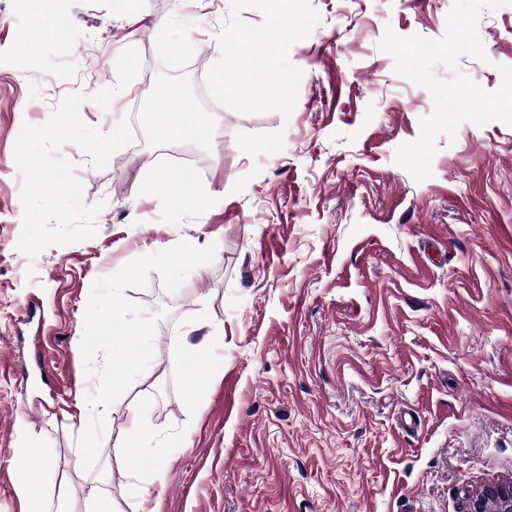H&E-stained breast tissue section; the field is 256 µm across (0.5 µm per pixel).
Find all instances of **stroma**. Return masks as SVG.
<instances>
[{"mask_svg": "<svg viewBox=\"0 0 512 512\" xmlns=\"http://www.w3.org/2000/svg\"><path fill=\"white\" fill-rule=\"evenodd\" d=\"M310 2L322 22L289 51L304 75L285 121L205 94L230 0H137L131 17L113 0H0V512H26L25 442L68 512L94 490L113 512H467L465 489L512 480V126L463 123L414 181L395 154L432 96L378 42L389 27L442 37L454 0ZM477 31L488 59L460 69L494 91L512 5ZM130 47L139 75L80 116L107 133L136 107L197 102L215 134L186 139L212 161L194 184L206 203L178 200L152 125L103 170L69 144L86 203H106L97 233L29 258L20 128L114 85ZM279 129L284 150L257 162L236 141ZM114 309L148 331L146 351L79 352ZM201 343L188 375L183 352ZM137 406L148 433L117 460ZM165 451L163 484L134 497L132 468Z\"/></svg>", "mask_w": 512, "mask_h": 512, "instance_id": "35a3bbf8", "label": "stroma"}]
</instances>
